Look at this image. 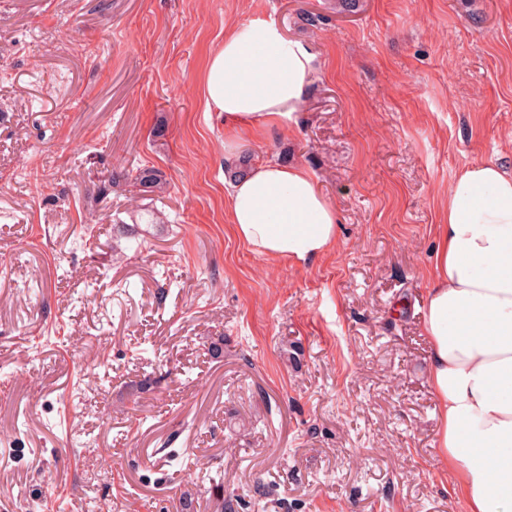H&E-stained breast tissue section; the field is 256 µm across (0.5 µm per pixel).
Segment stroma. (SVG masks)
<instances>
[{
  "label": "stroma",
  "mask_w": 512,
  "mask_h": 512,
  "mask_svg": "<svg viewBox=\"0 0 512 512\" xmlns=\"http://www.w3.org/2000/svg\"><path fill=\"white\" fill-rule=\"evenodd\" d=\"M259 20L319 62L294 130L246 150L337 207L307 266L233 234L204 109L209 55ZM484 162L512 167V0H0V512H464L419 322ZM134 179L139 186V192L142 193V199H146L145 196H151L157 191H162L166 185L165 175L155 168L140 170Z\"/></svg>",
  "instance_id": "35a3bbf8"
}]
</instances>
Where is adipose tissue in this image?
Returning <instances> with one entry per match:
<instances>
[{
    "mask_svg": "<svg viewBox=\"0 0 512 512\" xmlns=\"http://www.w3.org/2000/svg\"><path fill=\"white\" fill-rule=\"evenodd\" d=\"M319 68L308 44L272 23L232 29L202 75L206 111L235 136L228 157L296 125ZM235 235L254 253L306 265L338 241L337 208L301 164L251 165L230 182ZM420 329L431 346L440 459L466 512H512V171L474 164L454 180L437 229Z\"/></svg>",
    "mask_w": 512,
    "mask_h": 512,
    "instance_id": "1",
    "label": "adipose tissue"
}]
</instances>
